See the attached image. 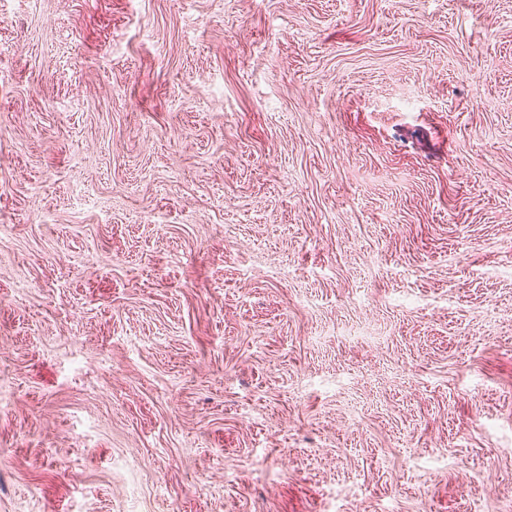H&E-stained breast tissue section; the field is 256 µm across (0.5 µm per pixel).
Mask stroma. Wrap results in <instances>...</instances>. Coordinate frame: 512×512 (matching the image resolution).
I'll list each match as a JSON object with an SVG mask.
<instances>
[{"instance_id": "stroma-1", "label": "stroma", "mask_w": 512, "mask_h": 512, "mask_svg": "<svg viewBox=\"0 0 512 512\" xmlns=\"http://www.w3.org/2000/svg\"><path fill=\"white\" fill-rule=\"evenodd\" d=\"M0 512H512V0H0Z\"/></svg>"}]
</instances>
